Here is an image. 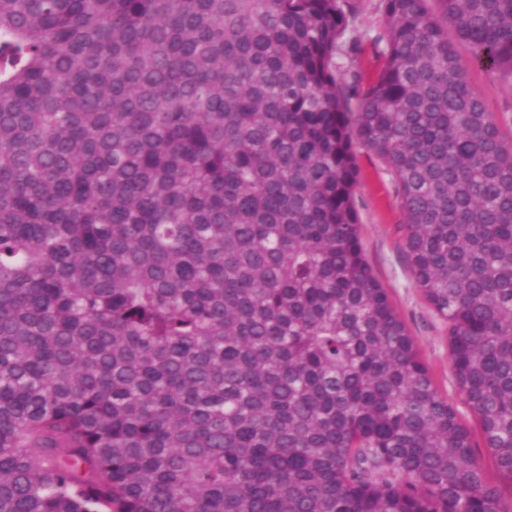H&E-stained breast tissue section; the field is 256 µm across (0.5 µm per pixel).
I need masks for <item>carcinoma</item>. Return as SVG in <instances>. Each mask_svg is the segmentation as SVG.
I'll return each mask as SVG.
<instances>
[{"label":"carcinoma","mask_w":512,"mask_h":512,"mask_svg":"<svg viewBox=\"0 0 512 512\" xmlns=\"http://www.w3.org/2000/svg\"><path fill=\"white\" fill-rule=\"evenodd\" d=\"M0 0V512H508L366 262L359 140L512 484V0ZM357 99L356 110L350 109ZM357 10L351 17L348 37L376 35L383 25L381 0H357ZM345 61V67L341 71V79L344 85H354L355 75H360L363 80L366 81L374 69V55L371 41L369 39L364 40L362 42V51L352 53L351 58ZM462 61L469 69L472 84L482 95L487 109L492 112L508 138L512 129V83L496 72L469 64V51L465 46L459 47Z\"/></svg>","instance_id":"cac0c4a2"}]
</instances>
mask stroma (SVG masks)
I'll return each instance as SVG.
<instances>
[{
  "instance_id": "obj_1",
  "label": "stroma",
  "mask_w": 512,
  "mask_h": 512,
  "mask_svg": "<svg viewBox=\"0 0 512 512\" xmlns=\"http://www.w3.org/2000/svg\"><path fill=\"white\" fill-rule=\"evenodd\" d=\"M357 10L351 17L350 33L362 37L361 51L348 58L341 72L345 85L356 78H369L374 69L370 36L383 25L381 0H357ZM472 84L482 95L503 131L512 130V83L497 73L481 67L469 70ZM359 180L353 195V205L360 224V236L365 257L375 277L404 320L421 361L428 367L435 386L457 407L461 423L471 432L475 450L491 481H498L493 456L485 448L477 420L460 401L450 357L448 325L428 304L416 288L407 255L403 249L405 216L399 206L395 182L385 164L362 143L353 148Z\"/></svg>"
}]
</instances>
